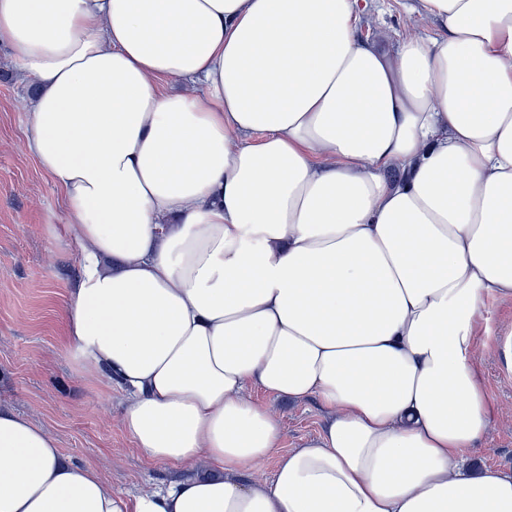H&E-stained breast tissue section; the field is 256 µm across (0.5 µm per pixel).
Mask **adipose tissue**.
I'll return each mask as SVG.
<instances>
[{"instance_id": "ef3b65f1", "label": "adipose tissue", "mask_w": 512, "mask_h": 512, "mask_svg": "<svg viewBox=\"0 0 512 512\" xmlns=\"http://www.w3.org/2000/svg\"><path fill=\"white\" fill-rule=\"evenodd\" d=\"M359 8L0 0L80 253L65 354L194 470L129 502L0 406V512H512V469L465 459L512 297V0H417L392 52ZM255 387L325 414L264 481Z\"/></svg>"}]
</instances>
